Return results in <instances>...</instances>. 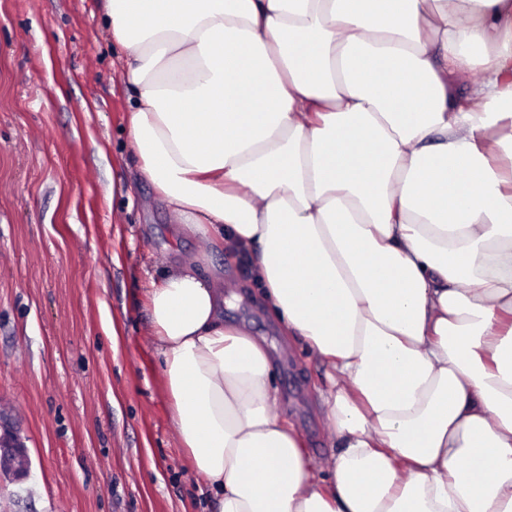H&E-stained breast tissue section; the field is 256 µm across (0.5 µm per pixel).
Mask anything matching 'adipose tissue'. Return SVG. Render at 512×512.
<instances>
[{"label":"adipose tissue","instance_id":"adipose-tissue-1","mask_svg":"<svg viewBox=\"0 0 512 512\" xmlns=\"http://www.w3.org/2000/svg\"><path fill=\"white\" fill-rule=\"evenodd\" d=\"M137 172L202 250L150 277L216 512H512V0H103ZM252 256L335 449L224 321Z\"/></svg>","mask_w":512,"mask_h":512}]
</instances>
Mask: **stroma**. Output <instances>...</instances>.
<instances>
[{"mask_svg": "<svg viewBox=\"0 0 512 512\" xmlns=\"http://www.w3.org/2000/svg\"><path fill=\"white\" fill-rule=\"evenodd\" d=\"M120 54L99 0H0V411L30 459L26 480L0 483V512L215 509L174 433L145 306L147 272L201 243L136 176ZM212 264L236 295L225 321L272 344L280 408L325 457L321 365L279 332L248 259Z\"/></svg>", "mask_w": 512, "mask_h": 512, "instance_id": "stroma-1", "label": "stroma"}]
</instances>
